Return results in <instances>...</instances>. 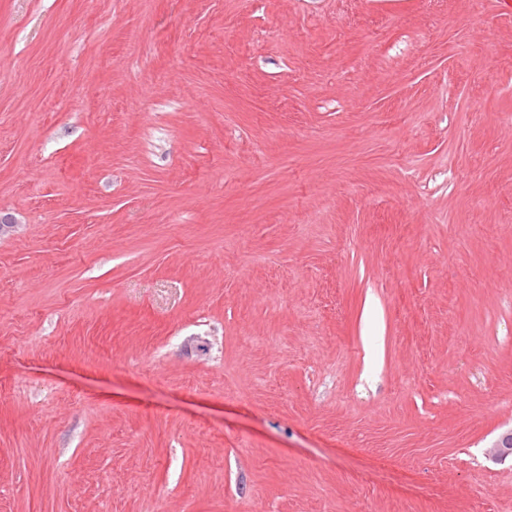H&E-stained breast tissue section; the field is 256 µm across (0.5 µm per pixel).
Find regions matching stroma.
Segmentation results:
<instances>
[{
	"instance_id": "obj_1",
	"label": "stroma",
	"mask_w": 512,
	"mask_h": 512,
	"mask_svg": "<svg viewBox=\"0 0 512 512\" xmlns=\"http://www.w3.org/2000/svg\"><path fill=\"white\" fill-rule=\"evenodd\" d=\"M0 512H512V8L0 0Z\"/></svg>"
}]
</instances>
